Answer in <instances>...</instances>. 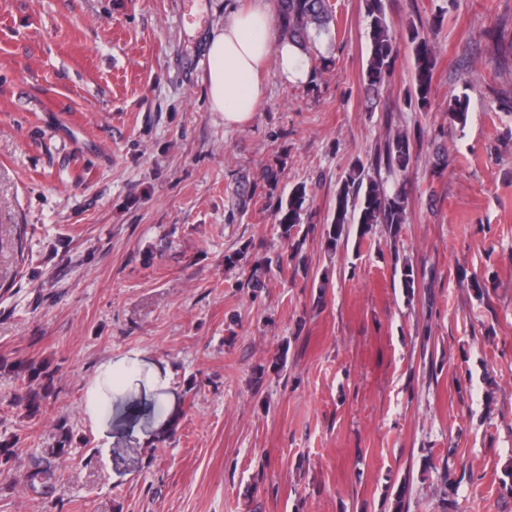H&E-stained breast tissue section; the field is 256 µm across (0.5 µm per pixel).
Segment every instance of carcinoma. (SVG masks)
Segmentation results:
<instances>
[{
	"label": "carcinoma",
	"mask_w": 512,
	"mask_h": 512,
	"mask_svg": "<svg viewBox=\"0 0 512 512\" xmlns=\"http://www.w3.org/2000/svg\"><path fill=\"white\" fill-rule=\"evenodd\" d=\"M277 28L280 34L305 49L310 35L329 34L335 16L329 0H277ZM365 13L369 36V56L363 84L371 103H376L381 87L389 81L395 69L400 46L387 19L384 0H365ZM412 51L414 79L406 90L404 102L415 111H424L432 96V72L436 57L432 41L424 27L410 24L403 36ZM468 102L459 96L452 98L448 106L450 119L466 123ZM414 142L406 132H397L377 148L368 163L356 160L348 168L336 191V209L332 229L327 233V246L333 249L345 234V225H361L360 235H365L373 224H389L399 227L407 223V196L400 189L387 191L384 184L369 174V169H398L405 171L412 160ZM279 173L266 169L260 180L242 188L241 196L248 200L256 197L270 199L277 188ZM306 200V186L293 188L288 197H278L275 204L276 223L281 235L288 239L293 253L302 244L299 238L302 224V206ZM14 375L27 379L31 386L25 398V409L34 416L41 405L54 392L53 376L47 367L30 361L11 364Z\"/></svg>",
	"instance_id": "obj_1"
}]
</instances>
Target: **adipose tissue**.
<instances>
[{
	"instance_id": "1",
	"label": "adipose tissue",
	"mask_w": 512,
	"mask_h": 512,
	"mask_svg": "<svg viewBox=\"0 0 512 512\" xmlns=\"http://www.w3.org/2000/svg\"><path fill=\"white\" fill-rule=\"evenodd\" d=\"M203 82L211 111L224 123H247L264 96L262 73L274 63L283 81L309 78L301 52L283 39L272 20L270 0H251L248 7L229 11L222 27L208 37Z\"/></svg>"
}]
</instances>
